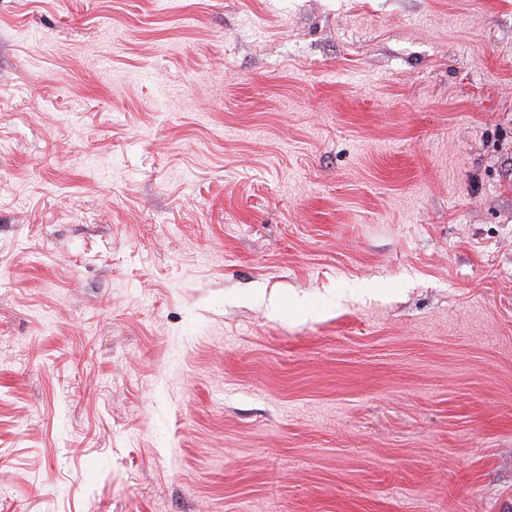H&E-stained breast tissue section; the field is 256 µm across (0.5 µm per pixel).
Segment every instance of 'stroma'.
Returning a JSON list of instances; mask_svg holds the SVG:
<instances>
[{
  "mask_svg": "<svg viewBox=\"0 0 512 512\" xmlns=\"http://www.w3.org/2000/svg\"><path fill=\"white\" fill-rule=\"evenodd\" d=\"M0 512H512V0H0Z\"/></svg>",
  "mask_w": 512,
  "mask_h": 512,
  "instance_id": "35a3bbf8",
  "label": "stroma"
}]
</instances>
